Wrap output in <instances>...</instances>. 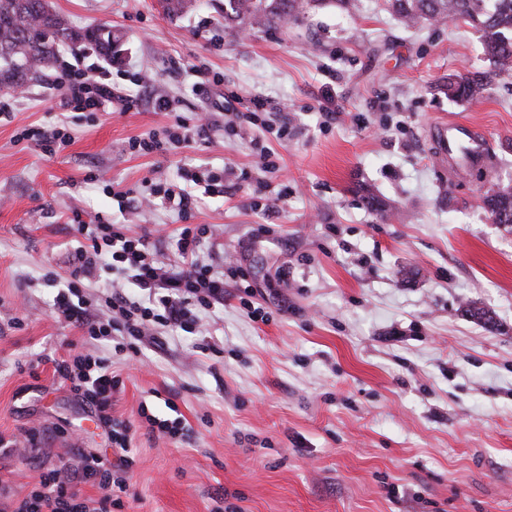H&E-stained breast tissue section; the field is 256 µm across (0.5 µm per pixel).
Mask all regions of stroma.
Here are the masks:
<instances>
[{
  "mask_svg": "<svg viewBox=\"0 0 512 512\" xmlns=\"http://www.w3.org/2000/svg\"><path fill=\"white\" fill-rule=\"evenodd\" d=\"M51 2L74 28L111 25L112 63L91 51L85 61L117 90L138 68L175 112L206 108L212 123L190 146L133 152L129 141L162 133L169 114L146 102L66 114L46 76L0 124V436L30 441L0 453V502L83 456L111 458L109 427L55 371L81 351L105 353L121 381L111 415L132 447L118 512H512V226L490 223L482 204L512 179V74L479 102L444 91L451 74L488 70L478 32L461 21L406 28L383 0L352 16L315 8L246 37L225 32L224 0L178 17L159 0ZM205 76L204 102L194 85ZM257 93L288 107L287 136L264 134L258 147L224 114L225 96L241 111ZM327 95L336 120L325 127ZM61 117L74 139L56 154L18 137ZM448 119L486 135L491 173L436 163L429 129ZM264 146L274 169L262 167ZM227 167L236 181L224 194L193 187L192 221L215 225L267 321L243 314L229 279L205 353L179 330L106 349L52 315L44 277L68 276L72 202L87 222L174 230L176 212L119 209L111 188L147 198L182 169ZM469 301L498 330L465 316ZM171 397L185 435L150 438L141 409L169 416Z\"/></svg>",
  "mask_w": 512,
  "mask_h": 512,
  "instance_id": "obj_1",
  "label": "stroma"
}]
</instances>
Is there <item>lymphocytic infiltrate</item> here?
Returning <instances> with one entry per match:
<instances>
[{
    "instance_id": "1",
    "label": "lymphocytic infiltrate",
    "mask_w": 512,
    "mask_h": 512,
    "mask_svg": "<svg viewBox=\"0 0 512 512\" xmlns=\"http://www.w3.org/2000/svg\"><path fill=\"white\" fill-rule=\"evenodd\" d=\"M56 83L63 91V108L82 112H103L116 107L125 113L150 101L154 110L167 112L171 99L152 90L141 72H134L133 87L116 94L106 72L63 64ZM208 126L175 116L166 141H130V149L141 153L172 150L179 145L205 137ZM185 188L172 190L157 184L155 193L163 204L177 211L185 221L178 239L179 262H169L162 249L161 237L129 234L122 224H88L79 208H72L73 229L81 240L69 256L68 276L60 285L52 311L73 327L91 336L151 335L156 327L178 329L198 336L199 351L211 350L210 338L217 314L224 309V278L244 279L242 268L223 267L199 256L200 249L213 239L212 225H189L195 198L189 184L205 183L207 191L223 193V176L207 172H184ZM107 269L119 278L98 304L79 299L78 287L94 276L96 270ZM61 377L73 389L94 404L101 413H109L119 382L102 356L77 353L57 365ZM131 443L129 427L113 430L112 460L101 458L86 462L79 469L52 471L42 482L39 493L23 499L14 512H108L105 505L89 506L76 487L91 480L102 484L112 482L111 467L123 466Z\"/></svg>"
}]
</instances>
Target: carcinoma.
<instances>
[{
  "instance_id": "carcinoma-1",
  "label": "carcinoma",
  "mask_w": 512,
  "mask_h": 512,
  "mask_svg": "<svg viewBox=\"0 0 512 512\" xmlns=\"http://www.w3.org/2000/svg\"><path fill=\"white\" fill-rule=\"evenodd\" d=\"M325 0H224V28L242 31L284 26L300 19L309 6ZM197 0H164L172 16L190 10ZM386 8L407 28L425 23L463 21L481 33L496 73L512 71V0H385ZM112 28L94 24L73 29L50 0H0V86H25L55 67L60 49L88 48L112 61ZM491 79L474 74L448 80V96L475 101L489 93ZM494 224H512V181L498 182L483 199ZM464 313L489 330L498 328L494 314L475 303Z\"/></svg>"
}]
</instances>
